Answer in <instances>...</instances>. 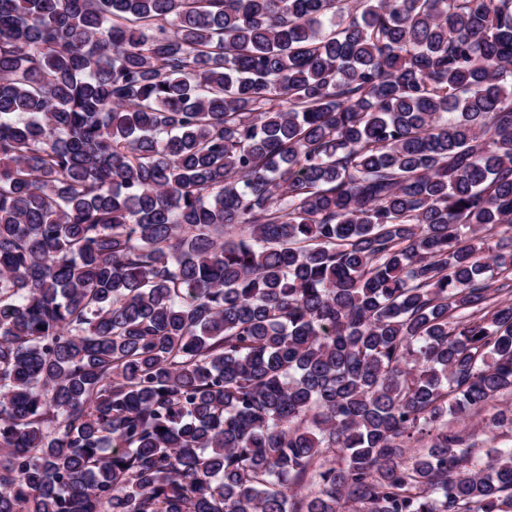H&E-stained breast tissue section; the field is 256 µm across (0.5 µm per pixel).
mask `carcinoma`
Masks as SVG:
<instances>
[{
	"label": "carcinoma",
	"mask_w": 512,
	"mask_h": 512,
	"mask_svg": "<svg viewBox=\"0 0 512 512\" xmlns=\"http://www.w3.org/2000/svg\"><path fill=\"white\" fill-rule=\"evenodd\" d=\"M511 389L512 0H0V512H512ZM496 412V409L488 408L481 415L464 420L458 417H451L448 415V422L450 425L458 428L466 427L467 430L475 431L479 434L478 448L479 454L486 458V453H489L492 448L501 447L509 444L512 441V433L505 432L502 434L501 429H494L489 426L491 416ZM507 434V435H506Z\"/></svg>",
	"instance_id": "obj_1"
}]
</instances>
